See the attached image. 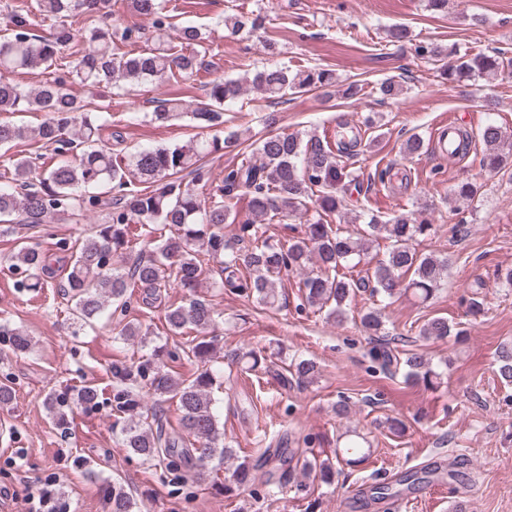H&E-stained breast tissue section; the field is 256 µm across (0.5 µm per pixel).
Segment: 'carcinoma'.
<instances>
[{"instance_id": "obj_1", "label": "carcinoma", "mask_w": 512, "mask_h": 512, "mask_svg": "<svg viewBox=\"0 0 512 512\" xmlns=\"http://www.w3.org/2000/svg\"><path fill=\"white\" fill-rule=\"evenodd\" d=\"M40 20L52 22L54 32L45 37L33 33L38 25L30 12L12 10L0 35V71L27 73L37 69L59 76L28 90L21 85L0 81V112L39 111L46 119L33 130L36 150L18 154L11 166L0 173V224L5 230L18 224L35 232L56 215L64 221L83 216L89 208L109 210L108 220L92 228L91 235L71 246V263L64 296L71 303L74 323L81 327L106 316L108 309L125 313L134 296L150 306L162 290L178 288L180 301L165 310V323L174 335L196 336L188 353L198 363L191 379L173 372L169 363L180 360L176 351L154 349L136 360H114L109 368L111 393L88 383L71 392L50 393L44 405L55 424L65 429L75 409L96 411L107 403L112 407V427L120 428L126 454L143 461L157 462L180 482H202L209 476L214 458L238 460L224 479V493L232 494L250 483L255 474L270 463L305 477L313 476L331 486L343 474V466L367 460L371 455L367 438L355 430L332 457H321L312 448L313 438L302 437V448H285L278 442L266 448L262 460L239 457L224 446L214 410V390L222 387L220 372L212 367L218 336L209 335L214 325L212 305L195 297L204 275L203 258L220 260L218 287L253 298L264 306L279 303V287L285 272H299L302 303L299 309L326 313L328 319H341L345 307L360 292L372 302L391 300L412 292L419 300H430L448 279L450 258L418 251L417 238L432 230L427 218L400 214L387 221L372 215L353 232L333 227L327 217L339 211L344 199L337 189H359L357 170L345 165L350 146L337 141L331 146L316 134L270 131L254 142L257 160H244L224 171L221 182L209 196L202 197L197 186L211 183L207 158L241 145V133L233 130L209 140H192L146 148L124 157L112 152V143L101 137L105 123L80 102L67 88V79L85 86L111 84L122 79L131 86L162 83L190 77L203 67L206 37L195 26L178 27L166 10V0H130L132 11L149 21L158 32L150 48L127 49L138 30L118 28L107 23L108 0H36ZM85 15L93 26L82 35L73 33L72 19ZM264 25L261 14L239 12L224 17V28L236 35L245 29L255 31ZM512 66L497 54L462 56L448 76L501 73ZM252 87L270 102L316 88L336 86L327 70L294 72L281 65L255 69ZM244 89L240 81L218 78L209 83L207 99L189 110L172 98L154 100L150 119L167 123L191 114L198 126H224V105L238 100ZM27 137L25 128L0 122V148L13 147ZM484 146L482 165L490 173L512 168V142L501 127L489 123L479 133ZM52 148L59 161L52 166L42 162L39 149ZM137 174L147 186L140 188L130 179ZM103 188V195L85 196L82 191ZM247 198L253 219L237 220L233 200ZM290 218L305 219L304 232L288 241L266 235L264 223L280 224ZM262 223L257 224L255 220ZM233 223L238 233L224 235V225ZM146 227L145 238L135 259L128 265L116 263L129 248L128 227ZM389 242L384 258L370 257L374 243ZM367 261L365 275L350 270ZM10 266L24 273L21 287L40 292L48 287L46 274L51 255L38 243L18 247L9 255ZM360 326L372 337H386L382 312L370 306L360 315ZM460 336L445 318H434L423 325L420 336L444 340ZM0 343L14 353L31 349L29 333L21 327L0 324ZM369 354L382 371L407 367L405 377L427 388L444 383L445 373L433 368L416 353L402 359L389 344L374 345ZM233 361L247 371H255L266 360L261 351L236 350ZM497 374L512 383V346L497 350ZM298 383H311L318 373L310 359L289 365ZM153 398L146 407L144 394ZM172 402L178 411L177 427L166 428L157 418L156 407ZM435 471L429 468L407 471L401 482L410 486L429 481ZM108 512H138V503L124 487L114 482L105 489Z\"/></svg>"}]
</instances>
